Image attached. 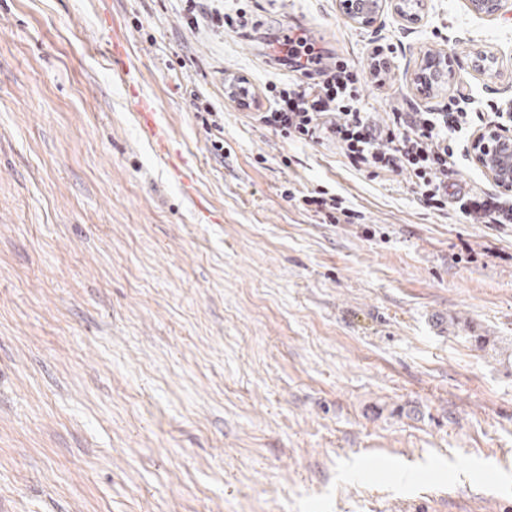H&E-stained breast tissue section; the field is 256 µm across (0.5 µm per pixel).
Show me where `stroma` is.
I'll list each match as a JSON object with an SVG mask.
<instances>
[{
	"instance_id": "35a3bbf8",
	"label": "stroma",
	"mask_w": 512,
	"mask_h": 512,
	"mask_svg": "<svg viewBox=\"0 0 512 512\" xmlns=\"http://www.w3.org/2000/svg\"><path fill=\"white\" fill-rule=\"evenodd\" d=\"M240 8L260 36L189 27L182 0H0V512H512V363L469 340L512 342V228L424 211L224 96L230 74L287 82L266 38L294 27L364 71L384 46L377 121L452 97L498 113L512 11ZM444 53L451 80L421 92ZM314 190L357 223L288 199ZM363 0H339V6L344 16L351 22L361 25H371L377 13L380 11L379 2H376V6L369 10L365 7H370L373 2L363 1L364 6H361ZM139 115L143 125L155 136L156 146L163 151L166 148L167 134L162 130H156L155 108L149 99L140 98Z\"/></svg>"
}]
</instances>
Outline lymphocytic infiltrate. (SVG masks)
I'll return each mask as SVG.
<instances>
[{"label": "lymphocytic infiltrate", "instance_id": "f902f5d3", "mask_svg": "<svg viewBox=\"0 0 512 512\" xmlns=\"http://www.w3.org/2000/svg\"><path fill=\"white\" fill-rule=\"evenodd\" d=\"M183 2L189 26L233 32L248 26L244 14H226L210 0ZM278 46L294 76L286 85L267 87L273 103L259 115L265 128L286 140L335 146L367 178L405 179L424 210L442 213L452 206L468 224L512 225L511 193L458 183L455 136L467 117L456 104L443 112H393L380 123L357 106L362 78L349 60L323 65L320 50L296 33Z\"/></svg>", "mask_w": 512, "mask_h": 512}]
</instances>
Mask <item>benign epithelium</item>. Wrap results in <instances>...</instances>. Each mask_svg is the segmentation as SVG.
<instances>
[{"instance_id":"obj_1","label":"benign epithelium","mask_w":512,"mask_h":512,"mask_svg":"<svg viewBox=\"0 0 512 512\" xmlns=\"http://www.w3.org/2000/svg\"><path fill=\"white\" fill-rule=\"evenodd\" d=\"M393 10L404 21L418 24L421 17L409 10V0H393ZM509 0H469L473 12L485 16L496 17L501 14ZM339 6L344 16L351 22L361 25H371L379 7L369 10L361 6V0H339ZM448 56L436 57L421 76L422 84L432 88L448 78ZM469 155L473 162L485 175L504 192L512 190V132L501 123L492 124L476 132L470 139Z\"/></svg>"}]
</instances>
